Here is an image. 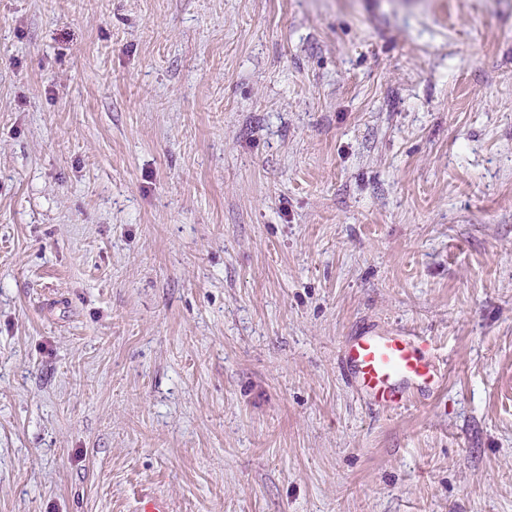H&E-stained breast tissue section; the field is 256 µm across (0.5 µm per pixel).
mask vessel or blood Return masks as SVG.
I'll list each match as a JSON object with an SVG mask.
<instances>
[{
  "instance_id": "obj_1",
  "label": "vessel or blood",
  "mask_w": 512,
  "mask_h": 512,
  "mask_svg": "<svg viewBox=\"0 0 512 512\" xmlns=\"http://www.w3.org/2000/svg\"><path fill=\"white\" fill-rule=\"evenodd\" d=\"M339 365L366 406L398 411L434 396L445 373L428 337L367 328L346 337Z\"/></svg>"
}]
</instances>
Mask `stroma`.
<instances>
[{
    "instance_id": "obj_1",
    "label": "stroma",
    "mask_w": 512,
    "mask_h": 512,
    "mask_svg": "<svg viewBox=\"0 0 512 512\" xmlns=\"http://www.w3.org/2000/svg\"><path fill=\"white\" fill-rule=\"evenodd\" d=\"M142 488L512 512V0H0V512ZM338 358L348 383L370 409H405L434 396L445 379L427 336L367 328L344 339Z\"/></svg>"
}]
</instances>
